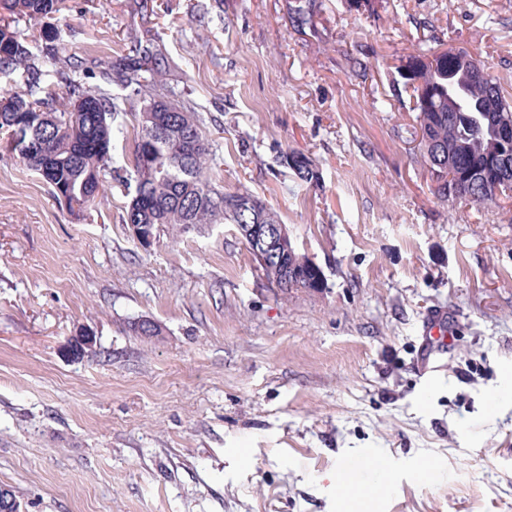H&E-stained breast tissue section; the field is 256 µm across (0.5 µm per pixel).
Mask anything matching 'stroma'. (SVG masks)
I'll list each match as a JSON object with an SVG mask.
<instances>
[{
	"instance_id": "1",
	"label": "stroma",
	"mask_w": 512,
	"mask_h": 512,
	"mask_svg": "<svg viewBox=\"0 0 512 512\" xmlns=\"http://www.w3.org/2000/svg\"><path fill=\"white\" fill-rule=\"evenodd\" d=\"M197 2L67 0L50 24L113 97L102 68L158 39L217 187L273 207L325 286L277 297L232 224L141 247L130 113L106 196L76 215L0 150V485L27 512H337V474L379 459L356 512H512V200L435 195L395 84L417 49L454 46L512 97V0H315L305 29L287 0H206L203 21ZM439 307L455 341L428 382L411 362ZM83 327L97 343L74 359ZM284 164L292 171L295 178L301 183H317L319 179L313 160L302 152H286L283 156Z\"/></svg>"
}]
</instances>
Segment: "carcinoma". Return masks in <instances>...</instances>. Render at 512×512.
Here are the masks:
<instances>
[{
  "mask_svg": "<svg viewBox=\"0 0 512 512\" xmlns=\"http://www.w3.org/2000/svg\"><path fill=\"white\" fill-rule=\"evenodd\" d=\"M65 0H0V75L20 74L24 89L0 96V130H9L19 120H49L37 127L43 144L38 154L20 157L53 190H60L86 207L106 191L112 175L113 144L123 133L117 123L121 109L114 99L71 79L69 72L83 62L63 55L60 32L51 26L41 30L42 48L33 51L30 29L63 10ZM299 26L312 22L311 0H296L289 6ZM436 55L418 49L408 56L407 68L398 69L397 84L414 99L413 111L423 137V157L432 162L436 153L448 159L450 169L433 173L435 193L441 198L467 194L475 204H497V196H509L512 182L493 186L492 172L504 162L512 163V145L494 152L484 144L486 126L498 121L512 123V104L506 100L499 79L464 80L457 86L468 109L448 110V75L464 76V61L447 57L441 67L431 68L425 60ZM53 67L56 87L43 80V65ZM168 60L157 41H136L125 55L112 61L104 75L124 91L138 121L132 166L135 194L125 208L126 224H249L252 214L239 212L241 204L256 210L264 224H279L278 213L248 191L224 193L213 182V151L204 138L201 119L187 106L182 94L169 84ZM508 111H502V108ZM197 148L187 154L185 144ZM295 178L306 184L318 181L313 160L302 152L283 156ZM454 185L448 192V184ZM266 282L286 295L292 290L317 291L324 283L315 278L312 261L298 251L284 256L275 272L253 256Z\"/></svg>",
  "mask_w": 512,
  "mask_h": 512,
  "instance_id": "cac0c4a2",
  "label": "carcinoma"
}]
</instances>
